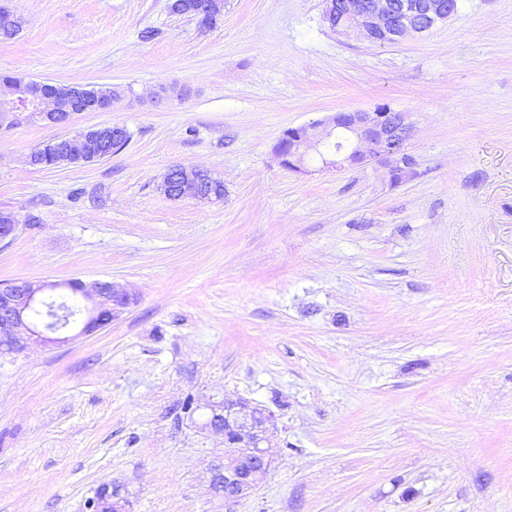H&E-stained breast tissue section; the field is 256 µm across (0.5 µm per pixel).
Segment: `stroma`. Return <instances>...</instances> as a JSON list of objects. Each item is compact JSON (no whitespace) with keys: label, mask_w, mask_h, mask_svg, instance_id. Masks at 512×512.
Masks as SVG:
<instances>
[{"label":"stroma","mask_w":512,"mask_h":512,"mask_svg":"<svg viewBox=\"0 0 512 512\" xmlns=\"http://www.w3.org/2000/svg\"><path fill=\"white\" fill-rule=\"evenodd\" d=\"M168 0H0V76L120 88L68 127L0 133V281L99 279L137 302L96 333L0 356V512H512V0H463L374 46L322 0H225L213 29ZM408 113L413 177L280 166L284 130ZM126 147L34 169L97 124ZM177 165L220 201L172 200ZM193 399L195 414L183 410ZM273 411L271 468L225 503L208 406ZM182 171L183 175H179ZM213 178V175L207 170L185 166L174 167L165 177V192L175 200L182 198L208 200L209 191L213 190L219 199H223V181L215 179L211 189L208 191L206 188V183L211 182Z\"/></svg>","instance_id":"35a3bbf8"}]
</instances>
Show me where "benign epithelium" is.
<instances>
[{
  "mask_svg": "<svg viewBox=\"0 0 512 512\" xmlns=\"http://www.w3.org/2000/svg\"><path fill=\"white\" fill-rule=\"evenodd\" d=\"M455 15L448 0H324L323 22L347 35L359 31L372 43L394 44L411 34H422ZM112 98L94 97L82 85L61 92L49 81L17 80L0 90V132L22 123L38 122L65 127L82 112H104ZM410 124L405 112L388 107L373 111L331 113L320 120L284 131L274 147L279 164L296 173H308L309 159L320 155L324 168L389 167L392 180L411 174L415 165L405 152ZM129 141L123 125L87 127L60 139L58 152L77 160L88 151L109 157ZM210 172L178 166L166 175V194L177 200L209 199ZM19 229L16 216L0 211V242L11 240ZM135 303L134 295L112 282L88 286L80 280L32 284L0 282V354H20L34 343L60 344L75 340L112 323ZM205 427L224 435V461L214 465L211 484H224V500L247 496L271 466L263 444L275 426V415L256 411L242 401L210 406Z\"/></svg>",
  "mask_w": 512,
  "mask_h": 512,
  "instance_id": "1",
  "label": "benign epithelium"
}]
</instances>
